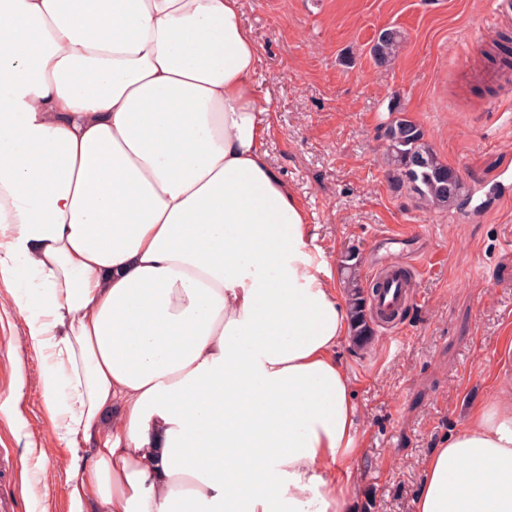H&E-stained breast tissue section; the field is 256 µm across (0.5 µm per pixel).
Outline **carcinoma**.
I'll return each mask as SVG.
<instances>
[{
	"instance_id": "obj_1",
	"label": "carcinoma",
	"mask_w": 512,
	"mask_h": 512,
	"mask_svg": "<svg viewBox=\"0 0 512 512\" xmlns=\"http://www.w3.org/2000/svg\"><path fill=\"white\" fill-rule=\"evenodd\" d=\"M403 33L395 27L380 31L370 53L380 64L391 61L399 52ZM385 160L395 187L406 186L419 200L439 208L465 205L464 186L448 185V165L440 161L421 126L405 117H395L383 127ZM359 255L352 252L343 260L347 300L353 340L358 347L368 345L374 335V318L368 308L367 294L358 274Z\"/></svg>"
}]
</instances>
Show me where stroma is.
Returning a JSON list of instances; mask_svg holds the SVG:
<instances>
[{"label": "stroma", "mask_w": 512, "mask_h": 512, "mask_svg": "<svg viewBox=\"0 0 512 512\" xmlns=\"http://www.w3.org/2000/svg\"><path fill=\"white\" fill-rule=\"evenodd\" d=\"M244 20L271 108L270 161L334 278L351 251L366 284L384 265L425 270L412 279L419 300L401 340L380 326L367 348L339 350L362 411L349 478L359 512H414L424 459L492 397L512 333V83L477 84L464 71L496 67L503 37L491 31V0H247ZM387 27L404 41L381 65L370 47ZM397 112L459 172L465 207L433 208L394 188L381 132ZM411 230L422 234L415 252L386 239ZM43 373L26 317L0 283V497L14 512L70 508L69 453Z\"/></svg>", "instance_id": "1"}]
</instances>
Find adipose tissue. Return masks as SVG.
<instances>
[{
	"label": "adipose tissue",
	"mask_w": 512,
	"mask_h": 512,
	"mask_svg": "<svg viewBox=\"0 0 512 512\" xmlns=\"http://www.w3.org/2000/svg\"><path fill=\"white\" fill-rule=\"evenodd\" d=\"M245 2L0 0V281L45 359L71 512L356 508L348 304L269 161ZM495 375L415 512H512Z\"/></svg>",
	"instance_id": "1"
}]
</instances>
